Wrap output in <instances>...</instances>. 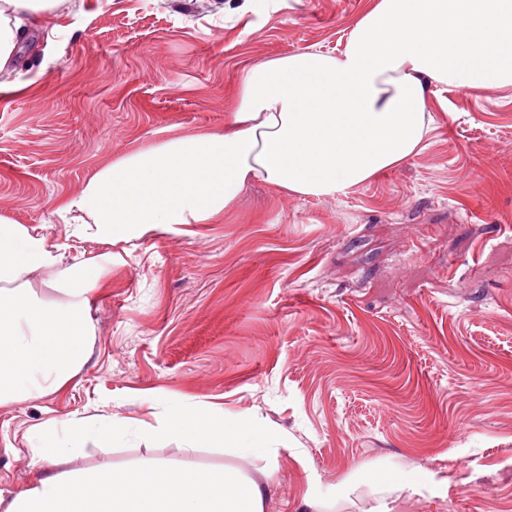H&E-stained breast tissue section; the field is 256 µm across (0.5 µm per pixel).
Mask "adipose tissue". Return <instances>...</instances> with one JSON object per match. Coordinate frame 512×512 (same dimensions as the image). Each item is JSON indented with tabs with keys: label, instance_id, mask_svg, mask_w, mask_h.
Listing matches in <instances>:
<instances>
[{
	"label": "adipose tissue",
	"instance_id": "1",
	"mask_svg": "<svg viewBox=\"0 0 512 512\" xmlns=\"http://www.w3.org/2000/svg\"><path fill=\"white\" fill-rule=\"evenodd\" d=\"M56 0H0V72L15 62L25 22ZM512 88V0H377L343 51L268 58L242 75L223 133L143 144L96 172L66 201L68 240L0 215V405L57 391L82 369L93 335L91 294L117 244L159 230L189 234L229 209L255 181L301 198L367 184L419 153L429 90ZM77 252H70V243ZM61 293L37 299L33 281ZM155 423L96 416L53 422L32 435L34 461L120 442L145 431L178 443L179 457L101 475L39 478L0 512H266L271 481L227 465L201 470L193 454L225 448L275 463L282 440L255 414L227 417L162 402Z\"/></svg>",
	"mask_w": 512,
	"mask_h": 512
}]
</instances>
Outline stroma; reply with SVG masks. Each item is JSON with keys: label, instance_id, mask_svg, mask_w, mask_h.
Listing matches in <instances>:
<instances>
[{"label": "stroma", "instance_id": "obj_1", "mask_svg": "<svg viewBox=\"0 0 512 512\" xmlns=\"http://www.w3.org/2000/svg\"><path fill=\"white\" fill-rule=\"evenodd\" d=\"M58 0L0 77V215L66 241L60 208L139 145L222 133L243 72L337 54L375 0ZM423 149L372 182L301 198L256 183L191 235L105 248L88 358L0 406V500L42 472L175 456L140 434L38 468L30 434L154 401L259 414L288 445L267 512L308 485L371 512L368 473L443 470L398 512H512V89H443Z\"/></svg>", "mask_w": 512, "mask_h": 512}]
</instances>
